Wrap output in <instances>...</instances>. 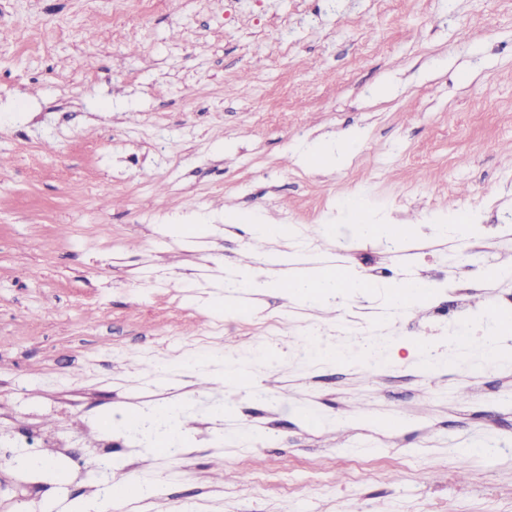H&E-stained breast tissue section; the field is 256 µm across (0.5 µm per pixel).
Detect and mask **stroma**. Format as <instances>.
<instances>
[{"mask_svg": "<svg viewBox=\"0 0 512 512\" xmlns=\"http://www.w3.org/2000/svg\"><path fill=\"white\" fill-rule=\"evenodd\" d=\"M46 23L55 37L23 52ZM351 130L362 137L348 166L295 164ZM353 196L410 235L361 236L342 207ZM452 206L488 228L465 270L448 262L464 241L434 225ZM231 210L317 240L306 259L295 240L274 243L292 269L442 272L512 312V280L483 275L512 265V222L500 221L512 213V0H160L149 13L140 0H0V512H71L93 496L75 462L98 451L120 460L113 480L158 485L138 512H484L490 496L512 512V358L425 372L437 294L415 312L373 292L312 309L274 288L226 290L251 261ZM177 216L210 229L176 232ZM357 309L388 319L382 376L366 380L349 346L341 361L297 363L306 322ZM278 324L277 370L253 373L266 400L138 360L172 336L245 360ZM462 384L465 402L452 396ZM190 403L174 457L119 433L105 448L97 430ZM222 404L233 411L218 426ZM393 406L405 413L388 443L371 420ZM18 416L71 447H14ZM490 439L497 451L460 478V448ZM23 456L44 470L19 467ZM242 471L276 480L257 496Z\"/></svg>", "mask_w": 512, "mask_h": 512, "instance_id": "1", "label": "stroma"}]
</instances>
